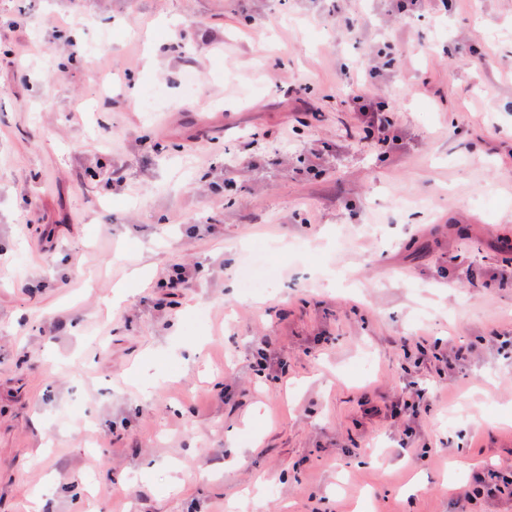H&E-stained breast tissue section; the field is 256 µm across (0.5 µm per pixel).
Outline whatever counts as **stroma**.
I'll list each match as a JSON object with an SVG mask.
<instances>
[{
    "label": "stroma",
    "instance_id": "1",
    "mask_svg": "<svg viewBox=\"0 0 512 512\" xmlns=\"http://www.w3.org/2000/svg\"><path fill=\"white\" fill-rule=\"evenodd\" d=\"M502 275L512 0H0V512H512ZM355 104L369 136L377 139L379 143H389L391 140V120L385 104L367 93L357 96Z\"/></svg>",
    "mask_w": 512,
    "mask_h": 512
}]
</instances>
